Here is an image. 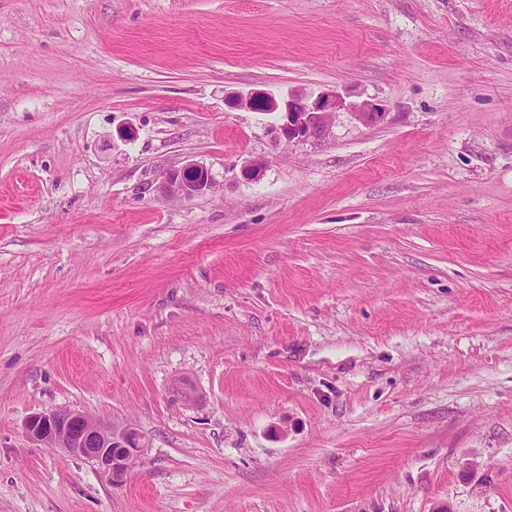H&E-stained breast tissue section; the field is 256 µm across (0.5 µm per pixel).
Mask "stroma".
<instances>
[{
    "mask_svg": "<svg viewBox=\"0 0 512 512\" xmlns=\"http://www.w3.org/2000/svg\"><path fill=\"white\" fill-rule=\"evenodd\" d=\"M0 512H512V0H0ZM231 109L249 112H277L279 120L268 126L275 146L326 139L338 112H348L362 125L382 121L387 112L382 105L371 101L353 102L336 89L317 93L290 89L286 95L263 89L234 93L225 98ZM215 186L214 178L203 164L187 162L180 168L166 171L159 189L164 195L176 198H191L210 192ZM25 431L33 442L90 461L112 484L124 481L143 451L142 435L130 424L102 422L75 411L33 414ZM112 448L122 450L112 454Z\"/></svg>",
    "mask_w": 512,
    "mask_h": 512,
    "instance_id": "1",
    "label": "stroma"
}]
</instances>
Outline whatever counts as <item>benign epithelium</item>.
Returning a JSON list of instances; mask_svg holds the SVG:
<instances>
[{"label":"benign epithelium","mask_w":512,"mask_h":512,"mask_svg":"<svg viewBox=\"0 0 512 512\" xmlns=\"http://www.w3.org/2000/svg\"><path fill=\"white\" fill-rule=\"evenodd\" d=\"M225 102L231 109L278 113L279 120L268 126L276 146L326 139L339 112L349 113L366 126L375 125L386 116L382 105L367 100L349 101L336 89L317 93L290 89L285 95L257 89L230 95ZM265 169V161L255 158L244 161L240 172L244 179L257 181ZM214 186L209 169L190 161L166 171L159 189L168 197L186 199L206 194ZM25 431L36 443L62 448L90 461L113 484L124 481L143 451L142 435L133 426L102 422L75 411L33 414L25 423ZM114 448L121 452L113 453Z\"/></svg>","instance_id":"7a95c632"}]
</instances>
